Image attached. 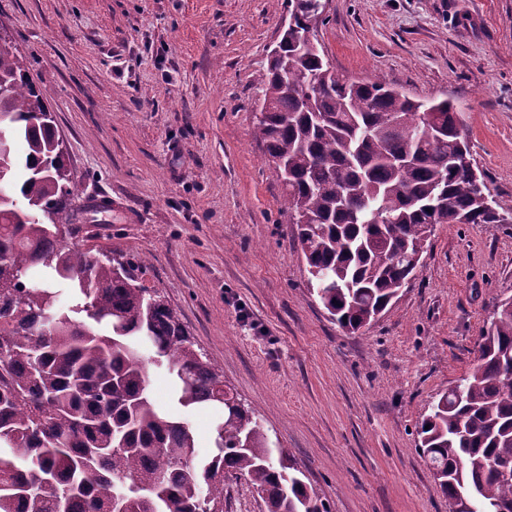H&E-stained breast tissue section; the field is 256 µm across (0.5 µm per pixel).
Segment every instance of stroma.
<instances>
[{
	"label": "stroma",
	"mask_w": 512,
	"mask_h": 512,
	"mask_svg": "<svg viewBox=\"0 0 512 512\" xmlns=\"http://www.w3.org/2000/svg\"><path fill=\"white\" fill-rule=\"evenodd\" d=\"M288 0H0L80 196L70 245L147 259L196 348L330 512H446L416 426L512 298V224H440L399 299L350 333L307 286L259 77ZM333 68L454 101L488 193L512 205V0H330ZM157 403L211 452L219 412Z\"/></svg>",
	"instance_id": "obj_1"
}]
</instances>
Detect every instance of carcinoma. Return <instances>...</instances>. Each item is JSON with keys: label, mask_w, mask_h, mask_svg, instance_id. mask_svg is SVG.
<instances>
[{"label": "carcinoma", "mask_w": 512, "mask_h": 512, "mask_svg": "<svg viewBox=\"0 0 512 512\" xmlns=\"http://www.w3.org/2000/svg\"><path fill=\"white\" fill-rule=\"evenodd\" d=\"M301 24L312 0H288ZM329 83L331 91L304 98ZM254 135L278 163L308 288L355 332L398 298L437 224H503L485 198L448 99L351 81L291 47L261 76ZM0 512H224V474L247 477L266 512H328L288 452L194 348L146 260H99L65 244L78 195L45 96L0 48ZM383 221L367 223L366 204ZM167 370L183 407L220 405L215 453L149 389ZM446 512H512V299L477 344V364L418 425Z\"/></svg>", "instance_id": "carcinoma-1"}]
</instances>
